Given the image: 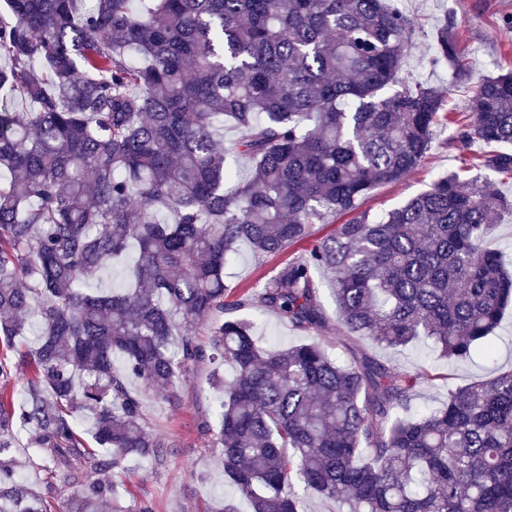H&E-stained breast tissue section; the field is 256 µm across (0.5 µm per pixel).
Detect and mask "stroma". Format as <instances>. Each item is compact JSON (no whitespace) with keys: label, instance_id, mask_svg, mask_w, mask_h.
I'll return each mask as SVG.
<instances>
[{"label":"stroma","instance_id":"35a3bbf8","mask_svg":"<svg viewBox=\"0 0 512 512\" xmlns=\"http://www.w3.org/2000/svg\"><path fill=\"white\" fill-rule=\"evenodd\" d=\"M399 6L413 22L414 47L404 70L442 92L447 108L459 112L468 109L470 89L479 77L512 68V24L506 21L512 15V0H400ZM447 22L452 25L458 51L467 65V76H458L447 63L432 61L435 29ZM484 150V144L477 141L462 146L456 125L440 128L423 162L399 181L377 186L362 207L373 213L394 208L427 190L437 176L464 167L466 160ZM280 262L277 256H255L243 244L224 274L230 282L248 288ZM492 340L498 351L493 364L479 357L464 362L439 358L428 340L402 350L378 348L366 339L355 340L354 345L399 369L411 371L420 366L433 374L449 375L450 385H465L488 377L493 365L512 364V308L504 312ZM206 377V370H199L184 387L182 402L175 409L155 396L145 397L152 431L172 440L173 451L164 466L133 460L127 471L114 475L115 481L131 490L135 500L149 502L153 512H211L229 498L235 499L240 512L250 508L225 480L222 459L210 451L206 437L198 430L197 423L212 401Z\"/></svg>","mask_w":512,"mask_h":512}]
</instances>
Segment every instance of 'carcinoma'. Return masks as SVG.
<instances>
[{
  "mask_svg": "<svg viewBox=\"0 0 512 512\" xmlns=\"http://www.w3.org/2000/svg\"><path fill=\"white\" fill-rule=\"evenodd\" d=\"M3 2L0 92L29 111L0 105V347L40 333L18 393L0 354V512H47L14 454L23 436L74 490L60 512H152L123 505L113 474L165 463L144 397L179 406L202 366L215 405L200 433L251 512H305L307 493L329 512H512V367L445 377L448 402L413 414L435 377L346 343L427 338L450 360L491 359L512 305V273L486 245L512 211L495 180L447 174L382 214L358 211L448 120L434 88L403 76L411 21L395 0ZM436 54L461 70L446 24ZM458 126L465 144H512V69L475 83ZM230 153L251 161L248 180ZM477 161L512 175V152ZM338 214L352 218L310 241ZM242 242L265 256L307 247L237 288L224 267ZM120 263V286L85 288ZM319 273L341 358L317 342L263 346L250 322L224 318L273 311L319 332Z\"/></svg>",
  "mask_w": 512,
  "mask_h": 512,
  "instance_id": "carcinoma-1",
  "label": "carcinoma"
}]
</instances>
